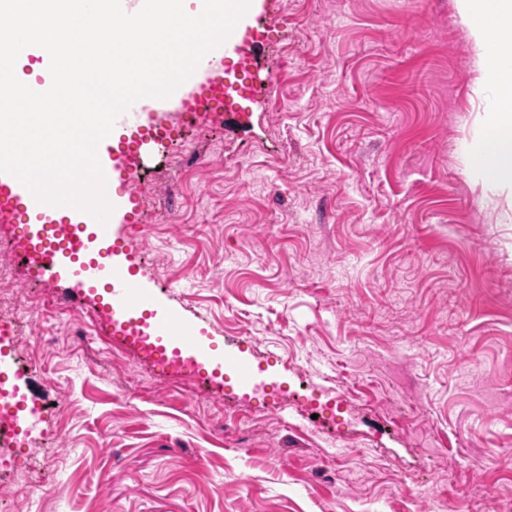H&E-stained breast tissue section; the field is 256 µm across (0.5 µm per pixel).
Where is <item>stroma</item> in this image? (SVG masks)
Segmentation results:
<instances>
[{
    "label": "stroma",
    "instance_id": "35a3bbf8",
    "mask_svg": "<svg viewBox=\"0 0 512 512\" xmlns=\"http://www.w3.org/2000/svg\"><path fill=\"white\" fill-rule=\"evenodd\" d=\"M272 76L147 176L137 267L213 352L154 367L64 283L33 344L45 412L6 454L37 512H494L512 491V183L473 163L494 90L456 0H254ZM256 373L240 382L227 359ZM160 366H155L156 374L159 376H167L169 378L175 376H186V377H197L198 376V362L190 359L189 357H183L175 364L174 361L169 360L167 362H160L154 360Z\"/></svg>",
    "mask_w": 512,
    "mask_h": 512
}]
</instances>
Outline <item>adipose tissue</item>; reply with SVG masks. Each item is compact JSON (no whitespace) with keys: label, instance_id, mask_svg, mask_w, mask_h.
Wrapping results in <instances>:
<instances>
[{"label":"adipose tissue","instance_id":"obj_1","mask_svg":"<svg viewBox=\"0 0 512 512\" xmlns=\"http://www.w3.org/2000/svg\"><path fill=\"white\" fill-rule=\"evenodd\" d=\"M457 9L497 90L493 132L474 161L488 178L512 180V0H457Z\"/></svg>","mask_w":512,"mask_h":512}]
</instances>
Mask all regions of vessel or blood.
Returning <instances> with one entry per match:
<instances>
[{
	"instance_id": "1",
	"label": "vessel or blood",
	"mask_w": 512,
	"mask_h": 512,
	"mask_svg": "<svg viewBox=\"0 0 512 512\" xmlns=\"http://www.w3.org/2000/svg\"><path fill=\"white\" fill-rule=\"evenodd\" d=\"M231 56L238 60V70L234 73L228 72L226 65ZM27 57L40 72L39 77L31 81V88L39 92L47 90L51 85L48 53L31 46L27 49ZM207 65L209 76L195 91L187 93L179 88L166 99H139L119 117V124L136 125L139 134L118 146L108 138L101 141L97 154L106 179L117 176L123 182H130L152 153L171 143V133L185 115L199 111L227 112L228 101L242 96L245 89H263L270 85L269 76L259 73L252 54L241 45L235 32L208 54ZM107 198L113 210L108 226L101 229V239L106 244L111 241V225L132 223L143 209L139 197L131 194L112 189L108 191ZM92 221L91 215L77 209L38 202L13 175L0 172V224L16 229L15 243L38 274L57 279L65 273L73 280H104L110 295L104 309L105 318L118 328L120 334L141 335L143 324L136 312L139 308L148 307L152 310L155 336L172 334L181 346H193L189 327L173 332V314L158 295L144 289L132 266L103 267L86 263L87 246L83 239L67 236L63 228L67 225L84 226ZM65 257L70 260L66 268L61 265Z\"/></svg>"
}]
</instances>
